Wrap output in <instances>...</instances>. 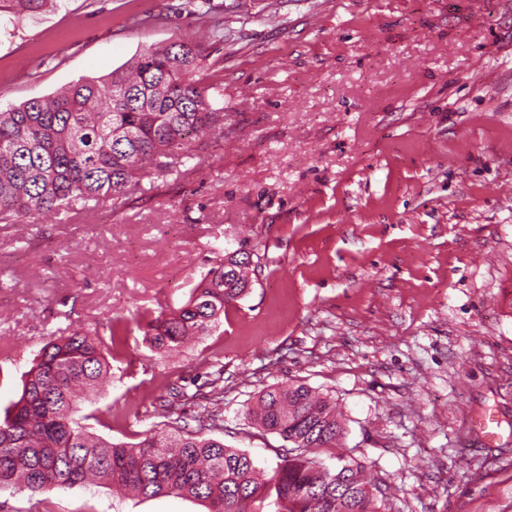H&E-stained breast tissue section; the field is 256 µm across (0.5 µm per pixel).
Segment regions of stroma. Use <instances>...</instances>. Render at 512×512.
<instances>
[{
  "label": "stroma",
  "mask_w": 512,
  "mask_h": 512,
  "mask_svg": "<svg viewBox=\"0 0 512 512\" xmlns=\"http://www.w3.org/2000/svg\"><path fill=\"white\" fill-rule=\"evenodd\" d=\"M179 40L200 43L224 111L191 170L0 223V409L51 339L178 308L217 249L245 243L262 258L250 293L171 355L131 330L78 403L92 432L137 442L166 383L220 367L221 440L272 468L284 442L245 410L300 381L336 402L392 512H512V0H59L0 16V112ZM48 498L207 512L103 485Z\"/></svg>",
  "instance_id": "1"
}]
</instances>
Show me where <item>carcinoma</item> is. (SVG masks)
<instances>
[{
  "mask_svg": "<svg viewBox=\"0 0 512 512\" xmlns=\"http://www.w3.org/2000/svg\"><path fill=\"white\" fill-rule=\"evenodd\" d=\"M56 2L10 0V14ZM201 60L193 44L149 47L104 79H81L0 112V220L36 223L80 202L118 199L163 175L173 160L193 158L194 142L224 132V113L201 85ZM258 258L256 248L218 253L181 307L146 322L149 347L170 354L220 325L248 293ZM127 332L115 320L103 334L80 326L48 342L19 399L0 416V486L40 496L29 512H46L43 495L89 482L146 498L189 496L209 512H264L265 489L275 494L273 512H389V488L366 482L358 460L342 452L331 468L320 457L323 448L341 447V414L305 384L268 387L248 410L256 425L288 443V456L262 484L247 452L212 437L224 432L221 370L193 394L182 393L197 400L194 414L184 415L178 400L164 401V430H145L130 446L91 433L76 417L75 400L107 378Z\"/></svg>",
  "mask_w": 512,
  "mask_h": 512,
  "instance_id": "carcinoma-1",
  "label": "carcinoma"
}]
</instances>
